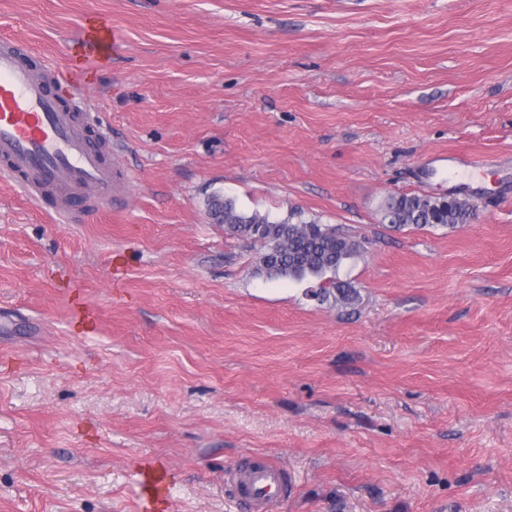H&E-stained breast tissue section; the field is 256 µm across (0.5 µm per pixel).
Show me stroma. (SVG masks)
Segmentation results:
<instances>
[{
  "label": "stroma",
  "mask_w": 512,
  "mask_h": 512,
  "mask_svg": "<svg viewBox=\"0 0 512 512\" xmlns=\"http://www.w3.org/2000/svg\"><path fill=\"white\" fill-rule=\"evenodd\" d=\"M67 75L124 193L82 222L0 179V512H512V0H0ZM116 48L99 53V36ZM469 223L394 229L390 196ZM220 194L362 241L267 279ZM235 500L249 512H273L288 494V473L271 457L254 454L228 473Z\"/></svg>",
  "instance_id": "obj_1"
}]
</instances>
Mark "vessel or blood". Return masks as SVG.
Masks as SVG:
<instances>
[{"label":"vessel or blood","mask_w":512,"mask_h":512,"mask_svg":"<svg viewBox=\"0 0 512 512\" xmlns=\"http://www.w3.org/2000/svg\"><path fill=\"white\" fill-rule=\"evenodd\" d=\"M62 73L31 49L0 38V174L31 198L48 189L102 202L126 176L93 142L98 123L84 102L65 98ZM247 512H276L288 494V473L255 454L228 474Z\"/></svg>","instance_id":"b4317fda"}]
</instances>
